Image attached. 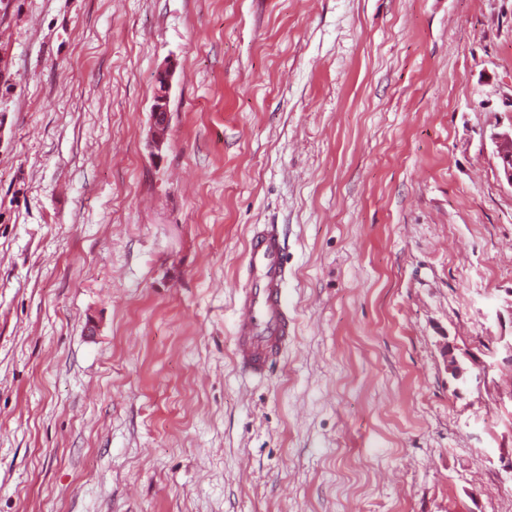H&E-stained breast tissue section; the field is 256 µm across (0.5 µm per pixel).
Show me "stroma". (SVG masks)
I'll return each instance as SVG.
<instances>
[{
    "instance_id": "35a3bbf8",
    "label": "stroma",
    "mask_w": 512,
    "mask_h": 512,
    "mask_svg": "<svg viewBox=\"0 0 512 512\" xmlns=\"http://www.w3.org/2000/svg\"><path fill=\"white\" fill-rule=\"evenodd\" d=\"M0 42V512H512V0H13ZM172 75V67L156 74L157 87L153 98L154 103L151 106V155L156 158L160 156L167 142V131L164 128L166 123L163 122L162 115L167 112V109L161 105L169 98ZM502 181L512 187V116L508 125L498 121L490 134ZM245 263V283L237 295L234 357L244 373L264 377L295 331L285 294L288 257L277 225L251 231Z\"/></svg>"
}]
</instances>
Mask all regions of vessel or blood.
Returning <instances> with one entry per match:
<instances>
[{"label":"vessel or blood","mask_w":512,"mask_h":512,"mask_svg":"<svg viewBox=\"0 0 512 512\" xmlns=\"http://www.w3.org/2000/svg\"><path fill=\"white\" fill-rule=\"evenodd\" d=\"M288 257L277 225L251 231L246 248L245 283L237 295L234 357L253 377L266 376L292 339L285 284Z\"/></svg>","instance_id":"vessel-or-blood-1"}]
</instances>
